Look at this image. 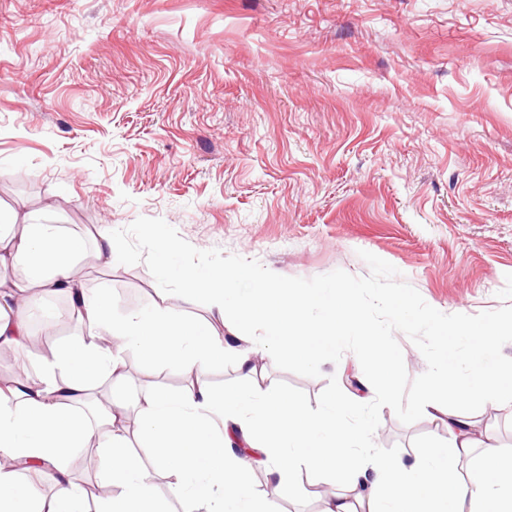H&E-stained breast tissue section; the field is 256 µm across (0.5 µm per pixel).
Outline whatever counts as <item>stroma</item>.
Masks as SVG:
<instances>
[{
  "label": "stroma",
  "mask_w": 512,
  "mask_h": 512,
  "mask_svg": "<svg viewBox=\"0 0 512 512\" xmlns=\"http://www.w3.org/2000/svg\"><path fill=\"white\" fill-rule=\"evenodd\" d=\"M0 212L84 238L115 318L186 271L353 288L392 356L371 444L413 462L447 443L415 404L427 314L512 316V0H0ZM102 234L124 246L109 268ZM124 358L130 402L187 383ZM258 367L312 409L376 374L355 337ZM249 482L277 512L324 508L305 475Z\"/></svg>",
  "instance_id": "obj_1"
}]
</instances>
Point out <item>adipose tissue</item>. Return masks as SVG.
<instances>
[{"label":"adipose tissue","mask_w":512,"mask_h":512,"mask_svg":"<svg viewBox=\"0 0 512 512\" xmlns=\"http://www.w3.org/2000/svg\"><path fill=\"white\" fill-rule=\"evenodd\" d=\"M82 248L80 239L56 225H22L17 214L0 215V265L25 270L21 281L0 278V346L32 342L25 296L36 288L66 296L84 327L75 346L43 356L37 376L21 374L0 386V512H87L88 492L67 463L72 449L89 444L105 460L97 481L100 512H164L155 495L161 472L174 477L185 512H271L250 488L248 475L256 467L285 487L300 472L312 484L321 473L345 474L349 489L327 496L324 512H380L383 503L387 512H512V456L463 410L476 395L499 406L504 386L512 387V373L500 372L491 360L492 328L462 315L435 318L439 335L469 338L473 378L456 382L444 362L418 394L419 408L446 431L447 446L412 463L382 459L371 453L374 420L365 413L366 397L348 403L335 395L315 410L255 394L252 354L229 340L237 322L267 311L281 330L262 337L264 352L285 345L318 360L358 336L377 358L379 375H386L388 339L365 325L346 289L284 287L270 268L241 297L235 273L188 272L186 296L160 293L149 312L117 320L105 295L85 288L72 264ZM185 297L202 299L209 320H181L177 307ZM314 306L320 319L310 315ZM130 347L151 363L180 368L191 382L176 393H151L134 407L114 398L112 386L127 377L123 352ZM227 356L238 361L241 385L218 395L204 373L212 360ZM133 430L151 441L150 465L130 450ZM476 451L480 465L460 471V459ZM22 469L49 476L52 496L20 482Z\"/></svg>","instance_id":"1"}]
</instances>
